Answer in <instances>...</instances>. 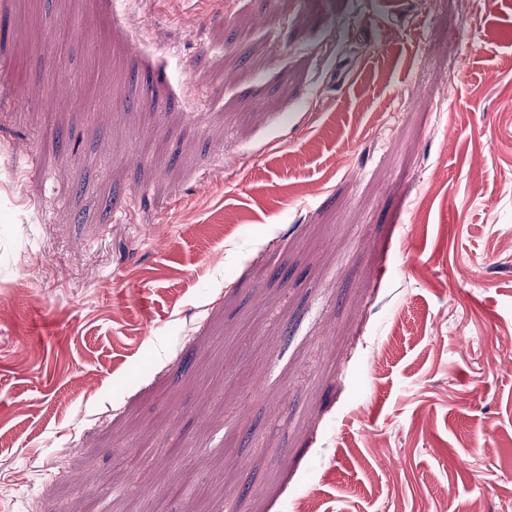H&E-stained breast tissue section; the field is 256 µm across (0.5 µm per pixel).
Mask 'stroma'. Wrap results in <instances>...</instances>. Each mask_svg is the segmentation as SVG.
<instances>
[{
	"label": "stroma",
	"mask_w": 512,
	"mask_h": 512,
	"mask_svg": "<svg viewBox=\"0 0 512 512\" xmlns=\"http://www.w3.org/2000/svg\"><path fill=\"white\" fill-rule=\"evenodd\" d=\"M28 12L0 512H512V0Z\"/></svg>",
	"instance_id": "1"
}]
</instances>
